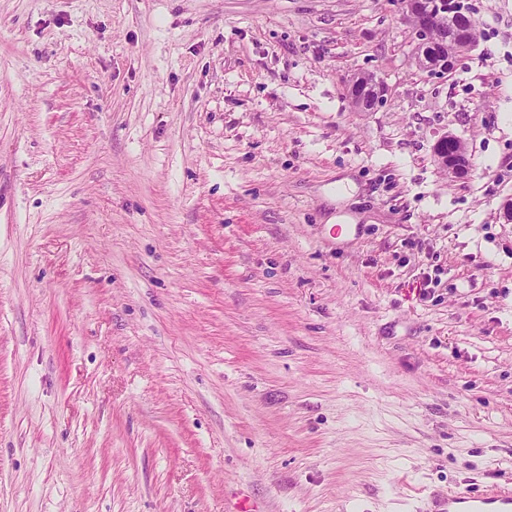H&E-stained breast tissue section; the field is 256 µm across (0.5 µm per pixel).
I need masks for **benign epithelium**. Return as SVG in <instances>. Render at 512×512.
I'll list each match as a JSON object with an SVG mask.
<instances>
[{"label":"benign epithelium","mask_w":512,"mask_h":512,"mask_svg":"<svg viewBox=\"0 0 512 512\" xmlns=\"http://www.w3.org/2000/svg\"><path fill=\"white\" fill-rule=\"evenodd\" d=\"M455 2L461 5L457 14L461 23L458 29V40L462 41V44L446 59L435 60L433 56L426 54L427 48L434 46L436 42L428 19L448 14V2L446 0H401L402 20L409 24L412 31L414 59L423 71L431 75L445 76L454 71L462 55L470 49L465 41L474 24V19L463 4V0H455ZM348 95L356 110L373 112L385 102L386 87L379 80L367 81L364 77L357 76L349 84ZM434 159L437 166L452 177L466 176L471 170L466 150L448 134L440 136L435 142Z\"/></svg>","instance_id":"7a95c632"}]
</instances>
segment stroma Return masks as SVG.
<instances>
[{"label":"stroma","instance_id":"obj_1","mask_svg":"<svg viewBox=\"0 0 512 512\" xmlns=\"http://www.w3.org/2000/svg\"><path fill=\"white\" fill-rule=\"evenodd\" d=\"M464 2L435 77L399 0H0V512L512 479V0ZM371 80L373 75H365ZM363 76L354 77L349 84L348 95L351 98L353 107L359 112H373L385 101L386 87L379 80L366 81ZM449 146L450 148H448ZM434 159L437 166L448 173V176L463 177L468 175L471 170L466 150L448 134H443L435 142Z\"/></svg>","mask_w":512,"mask_h":512}]
</instances>
